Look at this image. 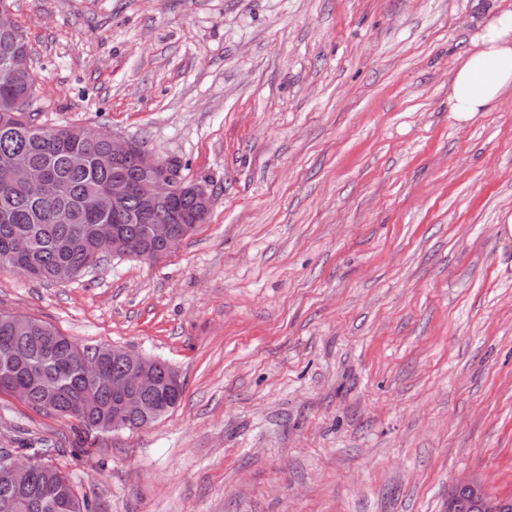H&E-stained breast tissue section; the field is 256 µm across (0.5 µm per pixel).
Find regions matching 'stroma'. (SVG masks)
I'll list each match as a JSON object with an SVG mask.
<instances>
[{
    "label": "stroma",
    "mask_w": 512,
    "mask_h": 512,
    "mask_svg": "<svg viewBox=\"0 0 512 512\" xmlns=\"http://www.w3.org/2000/svg\"><path fill=\"white\" fill-rule=\"evenodd\" d=\"M41 122L138 142L211 198L156 262L0 269V314L172 365L91 430L0 393L96 512H447L512 495V90L448 87L512 0H12ZM458 491H466L474 497L480 498L484 503L485 512H501L503 509V498L491 494L485 486L477 479L464 478L458 481L448 495V512L453 501V495Z\"/></svg>",
    "instance_id": "1"
}]
</instances>
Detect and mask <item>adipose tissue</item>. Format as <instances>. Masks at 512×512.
<instances>
[{"instance_id":"adipose-tissue-1","label":"adipose tissue","mask_w":512,"mask_h":512,"mask_svg":"<svg viewBox=\"0 0 512 512\" xmlns=\"http://www.w3.org/2000/svg\"><path fill=\"white\" fill-rule=\"evenodd\" d=\"M511 89L512 10L493 16L471 37L448 90L449 110L458 121H470Z\"/></svg>"}]
</instances>
